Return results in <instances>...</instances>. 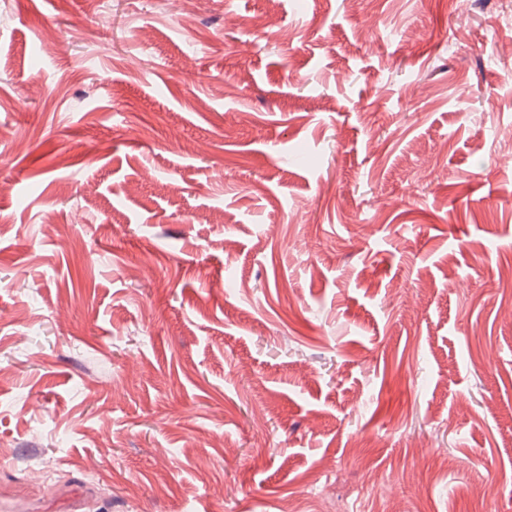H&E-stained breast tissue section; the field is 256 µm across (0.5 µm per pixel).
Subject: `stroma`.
Here are the masks:
<instances>
[{
    "instance_id": "stroma-1",
    "label": "stroma",
    "mask_w": 512,
    "mask_h": 512,
    "mask_svg": "<svg viewBox=\"0 0 512 512\" xmlns=\"http://www.w3.org/2000/svg\"><path fill=\"white\" fill-rule=\"evenodd\" d=\"M0 0V498L512 512V5Z\"/></svg>"
}]
</instances>
